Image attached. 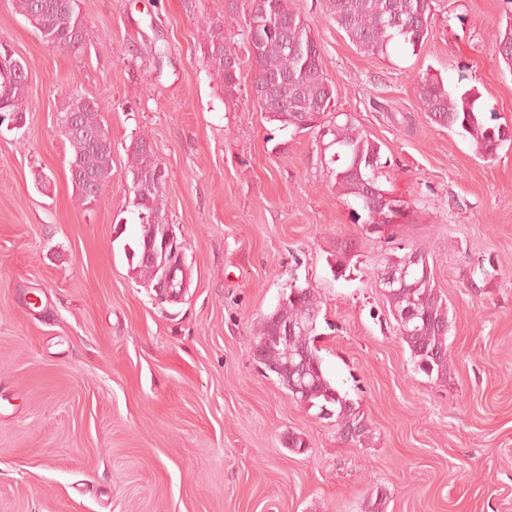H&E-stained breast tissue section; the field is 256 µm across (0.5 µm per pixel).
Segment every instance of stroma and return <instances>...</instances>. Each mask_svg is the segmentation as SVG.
<instances>
[{"instance_id": "35a3bbf8", "label": "stroma", "mask_w": 512, "mask_h": 512, "mask_svg": "<svg viewBox=\"0 0 512 512\" xmlns=\"http://www.w3.org/2000/svg\"><path fill=\"white\" fill-rule=\"evenodd\" d=\"M313 27L336 109L382 145L385 189L406 200L394 237H369L327 177L312 130L268 121L225 0H81L79 52L41 40L0 0V44L29 71L26 121L0 126V512H512V142L490 160L431 124L416 76L477 88L512 126V71L495 34L512 0H435L416 53H361L321 0H291ZM224 20L241 90L203 61L200 16ZM164 48L155 59V48ZM98 101L112 180L95 208L70 181L57 116ZM149 141L185 277L175 300L132 271L140 233L126 148ZM50 175L42 192L35 172ZM353 244L346 277L330 263ZM433 258L450 305L453 367L415 369L378 288L399 248ZM488 266L480 289L471 274ZM314 288L318 341L373 429L341 441L252 356L260 319L291 284ZM302 437L308 453L288 448Z\"/></svg>"}]
</instances>
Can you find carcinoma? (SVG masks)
<instances>
[{
	"label": "carcinoma",
	"instance_id": "obj_1",
	"mask_svg": "<svg viewBox=\"0 0 512 512\" xmlns=\"http://www.w3.org/2000/svg\"><path fill=\"white\" fill-rule=\"evenodd\" d=\"M13 9L25 19L36 18L35 30L43 41L62 50L78 51L87 43V21L79 0H12ZM322 9L345 32L362 53L385 60L400 52H417L429 36L432 0H322ZM244 31L249 57L253 64L251 89L253 103L271 122L295 132L318 130L324 151L329 153L328 176L336 191L353 203L352 215L360 230L368 228L394 237L395 225L409 218V204L386 190L381 182L383 169L389 166L382 146L371 139L348 114L335 115L336 87L326 76L320 46L311 24L301 12L290 7L288 0H251L244 14ZM203 59L208 69L222 76L224 98L232 101L240 91L239 62L224 40V22L208 16L202 18ZM498 58L512 70V21L496 36ZM281 87V103L266 100V89ZM421 109L428 119L470 139L476 152L486 158L497 155L501 146L512 142V127L491 125L481 112V94L475 88L451 91L438 76L417 77ZM27 96V81H14L0 73V114H15L23 120L22 104ZM58 125L71 148L70 161L78 163L80 172L107 183L112 178V140L102 118V106H88L82 97L69 99L59 114ZM146 140L136 138L126 148L127 173L130 181L141 180L159 160L144 149ZM159 185L133 195L132 206L140 224V234L129 247L126 257L135 261L136 277L167 287V278L142 263L148 238L159 237L166 223L164 186ZM352 242L336 245L334 277L346 276L351 261ZM408 270L404 284L385 295L391 316L407 309L414 311L408 322H396L398 339L410 351L415 367L427 376L446 382L450 372L448 301L435 283L434 265L428 255L411 249L400 256L385 259L384 265ZM320 301L314 290L294 284L285 300L263 316L256 338L273 336L275 318H286L308 328L288 344L292 363L307 353L301 373L294 381L303 384L293 399L320 414L331 411L327 421L336 432L355 430L356 444L367 445L372 428L360 405L342 391L329 377L315 342L320 336ZM387 489L377 487L364 499L361 512H388Z\"/></svg>",
	"mask_w": 512,
	"mask_h": 512
}]
</instances>
